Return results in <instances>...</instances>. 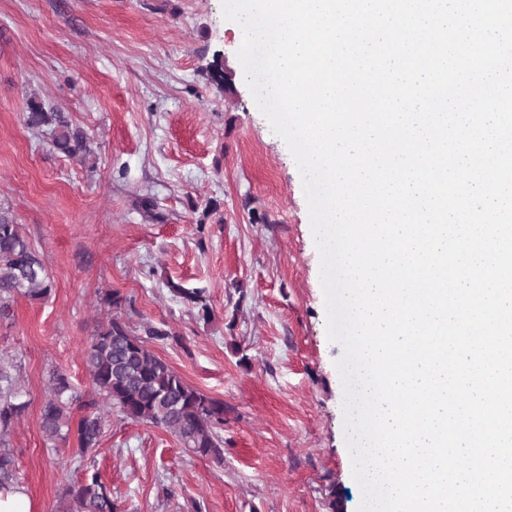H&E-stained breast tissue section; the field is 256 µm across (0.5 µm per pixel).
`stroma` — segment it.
I'll list each match as a JSON object with an SVG mask.
<instances>
[{
	"instance_id": "35a3bbf8",
	"label": "stroma",
	"mask_w": 512,
	"mask_h": 512,
	"mask_svg": "<svg viewBox=\"0 0 512 512\" xmlns=\"http://www.w3.org/2000/svg\"><path fill=\"white\" fill-rule=\"evenodd\" d=\"M221 0H0V202L52 282L0 321L28 406L12 432L34 512L80 478L46 445L47 373L83 398V351L109 291L133 323L170 331L155 352L224 402V462L112 413L98 468L123 512H358L341 343L326 332L321 255L301 173L258 108ZM221 58L223 82L210 75ZM94 139L82 164L27 128L30 100ZM155 204L154 214L140 206ZM207 288L200 320L168 281Z\"/></svg>"
}]
</instances>
